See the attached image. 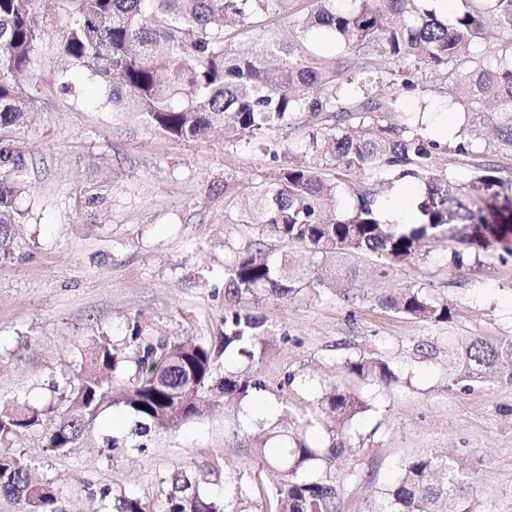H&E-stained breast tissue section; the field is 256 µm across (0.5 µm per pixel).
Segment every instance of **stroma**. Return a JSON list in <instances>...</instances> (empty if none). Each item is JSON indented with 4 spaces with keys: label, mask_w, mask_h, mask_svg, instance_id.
Masks as SVG:
<instances>
[{
    "label": "stroma",
    "mask_w": 512,
    "mask_h": 512,
    "mask_svg": "<svg viewBox=\"0 0 512 512\" xmlns=\"http://www.w3.org/2000/svg\"><path fill=\"white\" fill-rule=\"evenodd\" d=\"M57 65L43 57L30 121L0 128V142L21 148L29 170L8 257L0 259V403L44 406L60 398L65 379L89 363L96 337L124 348L133 325L170 341L218 342L224 310L263 317L268 333L253 368L273 416L214 406L203 418L154 436L142 456L105 459L102 435L124 436L118 408L105 410L84 442L62 458L45 452L43 423L13 444L28 463L59 479L74 512L94 505L77 489L85 476L124 489L162 512V478L179 468H217L214 493L234 500L250 483L253 512H263L278 476L255 453L285 411L314 414L347 358L388 365L389 384L352 378L366 405L350 422L346 449L330 471L340 512H378L402 465L422 455L451 457L469 474L472 512H512V383L496 373L469 386L452 380L475 337L512 336V256L483 255L457 269L451 248L437 243L414 264L378 276L372 258L348 257L354 275L344 300L320 284V258L262 234L252 191L271 180L277 162L225 143L223 132L200 141L161 138L113 112L104 88L82 79L75 99L56 95ZM404 94L407 108L426 104L431 124L448 118L449 92L437 76ZM242 189L236 200L225 185ZM101 193L103 207L84 209ZM262 243L271 255L306 265L305 284L279 299H235L224 268ZM413 287L451 305L445 323L395 313L385 298Z\"/></svg>",
    "instance_id": "1"
}]
</instances>
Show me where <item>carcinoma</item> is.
I'll use <instances>...</instances> for the list:
<instances>
[{"label":"carcinoma","instance_id":"carcinoma-1","mask_svg":"<svg viewBox=\"0 0 512 512\" xmlns=\"http://www.w3.org/2000/svg\"><path fill=\"white\" fill-rule=\"evenodd\" d=\"M40 0H0V127L24 125L38 94L30 81L44 44L59 65L56 91L79 94L72 72L81 68L107 91L112 111L127 112L171 140L205 139L224 126L228 143L241 144L283 162L263 191L258 215L262 232L307 249L323 260L319 279L349 277L343 258L372 256L382 273L406 265L441 240L453 241L450 264L461 268L489 250L512 256V210H492L512 182L497 176L485 149L472 134L492 129L498 146L512 153V0H462L464 8L442 21L425 0H312L295 38L276 37L275 8L288 0H55L53 14ZM322 31L336 49L324 60L308 44ZM426 71L443 75L462 107L454 151L472 157L470 181L459 184L439 171L437 143L421 135L422 115L407 112L401 93L420 87ZM300 126L305 137L277 146L271 133ZM330 158L347 170H370L392 180L412 179L423 191L414 224H390L377 194L351 191L349 207L324 217L333 206L343 174L324 172L316 159ZM25 154L0 147V257L9 255L13 228L23 219L16 199L23 191ZM305 277V269L284 258L272 261L261 243L235 256L224 270V288L236 296L270 291L284 297ZM398 313L428 323L452 318L445 303L422 291L390 299ZM267 334L265 321L238 310L224 314V347L204 341L169 342L146 338L132 326L128 351L116 352L105 337L93 340L90 367L66 382L69 395L53 407L56 423L45 435V450L66 456L110 407L133 421L132 441L103 437L110 459L115 452L143 454L144 438L175 430L205 416L214 402L235 409L267 389L257 373L219 375L222 351L250 362ZM497 369L512 383V336L476 338L465 349L455 383L482 378ZM349 375L386 383L382 362L348 358ZM319 410L334 426L328 442L308 439L317 417L288 413L274 436L284 444L267 463L283 472L269 498L273 512H339L340 490L328 475L345 450L344 429L365 402L339 380L320 399ZM43 410L0 404V444H9L42 423ZM207 472L177 470L168 484L163 512H248V487L228 501L209 491ZM99 512H147L141 499L120 488L78 478ZM467 481L448 457L413 459L388 492L380 512H435L439 500L451 512H470L454 500ZM23 512H68L56 479L0 449V508Z\"/></svg>","mask_w":512,"mask_h":512}]
</instances>
